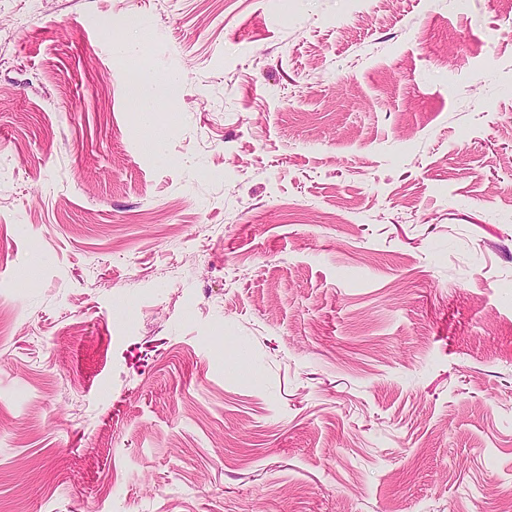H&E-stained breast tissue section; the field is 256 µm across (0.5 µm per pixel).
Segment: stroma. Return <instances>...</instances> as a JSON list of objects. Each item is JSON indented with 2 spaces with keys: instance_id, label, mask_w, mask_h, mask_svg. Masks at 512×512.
Instances as JSON below:
<instances>
[{
  "instance_id": "obj_1",
  "label": "stroma",
  "mask_w": 512,
  "mask_h": 512,
  "mask_svg": "<svg viewBox=\"0 0 512 512\" xmlns=\"http://www.w3.org/2000/svg\"><path fill=\"white\" fill-rule=\"evenodd\" d=\"M0 512H512V0H0ZM129 90L140 112L144 113L150 112V109L157 112L161 104L173 110L178 94L177 83L174 80H169L164 84L139 80L132 82ZM149 104H153L155 108L149 107Z\"/></svg>"
}]
</instances>
